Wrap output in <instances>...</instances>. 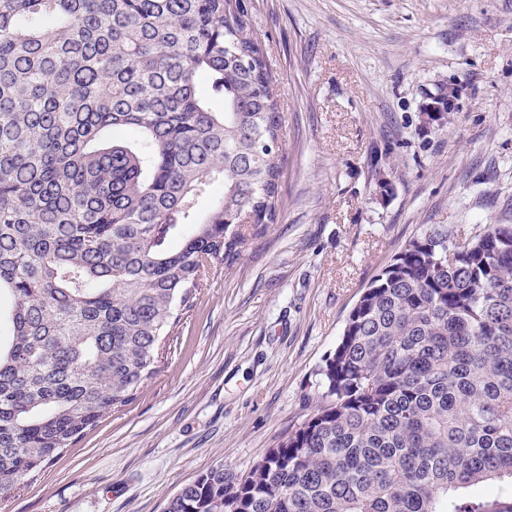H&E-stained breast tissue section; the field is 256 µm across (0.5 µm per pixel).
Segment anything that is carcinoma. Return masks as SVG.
I'll return each mask as SVG.
<instances>
[{
    "label": "carcinoma",
    "mask_w": 512,
    "mask_h": 512,
    "mask_svg": "<svg viewBox=\"0 0 512 512\" xmlns=\"http://www.w3.org/2000/svg\"><path fill=\"white\" fill-rule=\"evenodd\" d=\"M247 16L0 0L1 494L132 399L201 277L239 258L240 226L273 219L282 116ZM457 242L409 241L319 367L316 412L164 512H512V491L464 495L512 483V224Z\"/></svg>",
    "instance_id": "obj_1"
}]
</instances>
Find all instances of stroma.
Segmentation results:
<instances>
[{"mask_svg": "<svg viewBox=\"0 0 512 512\" xmlns=\"http://www.w3.org/2000/svg\"><path fill=\"white\" fill-rule=\"evenodd\" d=\"M246 4L283 115L275 220L203 277L133 399L0 512H164L215 466L247 473L320 405L318 368L410 240L512 224V0Z\"/></svg>", "mask_w": 512, "mask_h": 512, "instance_id": "stroma-1", "label": "stroma"}]
</instances>
